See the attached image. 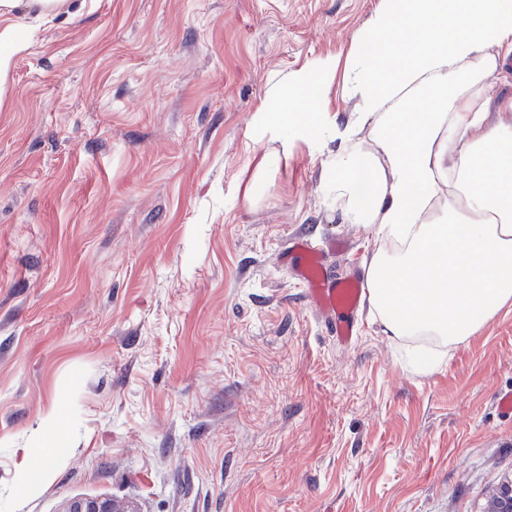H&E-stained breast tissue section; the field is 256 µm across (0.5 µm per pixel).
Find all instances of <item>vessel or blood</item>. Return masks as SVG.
Instances as JSON below:
<instances>
[{
	"mask_svg": "<svg viewBox=\"0 0 512 512\" xmlns=\"http://www.w3.org/2000/svg\"><path fill=\"white\" fill-rule=\"evenodd\" d=\"M328 246L309 235L292 238L281 261L306 287V301L328 325L338 344L356 337L358 316L367 297L358 277H339L327 265Z\"/></svg>",
	"mask_w": 512,
	"mask_h": 512,
	"instance_id": "1",
	"label": "vessel or blood"
}]
</instances>
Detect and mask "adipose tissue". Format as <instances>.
<instances>
[{"mask_svg": "<svg viewBox=\"0 0 512 512\" xmlns=\"http://www.w3.org/2000/svg\"><path fill=\"white\" fill-rule=\"evenodd\" d=\"M352 49L351 121L325 106L326 56L268 90L251 136L285 146L335 129L329 191L375 231L371 313L426 370L512 302V95L490 92L512 55V0H380Z\"/></svg>", "mask_w": 512, "mask_h": 512, "instance_id": "obj_1", "label": "adipose tissue"}]
</instances>
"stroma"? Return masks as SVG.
<instances>
[{
	"mask_svg": "<svg viewBox=\"0 0 512 512\" xmlns=\"http://www.w3.org/2000/svg\"><path fill=\"white\" fill-rule=\"evenodd\" d=\"M379 0H74L0 79V512H484L512 477V304L432 373L361 310L337 345L280 265L291 236L374 231L338 151L252 141L280 76L336 58ZM259 185L251 193V185ZM52 452L34 489L17 451ZM62 512H134L131 505L121 500L76 498L66 504Z\"/></svg>",
	"mask_w": 512,
	"mask_h": 512,
	"instance_id": "obj_1",
	"label": "stroma"
}]
</instances>
